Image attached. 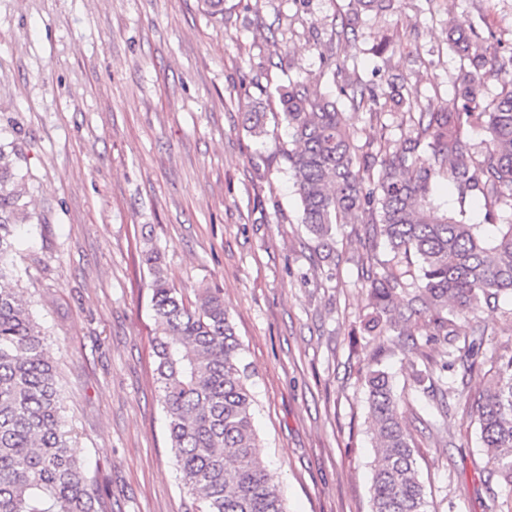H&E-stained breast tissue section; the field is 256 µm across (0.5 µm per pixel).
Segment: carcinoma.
<instances>
[{"label":"carcinoma","mask_w":512,"mask_h":512,"mask_svg":"<svg viewBox=\"0 0 512 512\" xmlns=\"http://www.w3.org/2000/svg\"><path fill=\"white\" fill-rule=\"evenodd\" d=\"M449 41L463 61L453 98L438 109L403 113L410 135L375 152L359 151L329 96L303 82L275 89L290 138L276 154L294 180L301 223L326 251L319 258H331L338 224L365 225L389 250L390 258L376 260L383 274L366 280L372 312L364 330L398 333L421 308L433 324L426 335L448 344L456 320L512 300V222L496 224L498 210L512 208V52L502 54L475 27L452 31ZM491 80L500 91L486 104ZM343 95L357 108L378 101L361 83ZM472 128L484 133L479 151ZM22 160L19 149L0 144V512H105L110 489L72 453L74 431L65 429L46 333L13 286L21 274L13 235L26 220ZM442 180L456 189L459 204L483 202L497 235L440 210L432 195ZM141 259L151 276L159 400L190 509L286 512L277 476L258 457L248 367L223 297L201 288L190 303L169 283L157 248L142 250ZM410 285L415 292L405 299ZM481 358L491 363L492 378L475 399L480 447L512 489V354L488 356L475 338L455 358L462 377ZM365 382L376 442L372 512H427L414 439L390 377L370 369Z\"/></svg>","instance_id":"1"}]
</instances>
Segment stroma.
<instances>
[{"instance_id": "35a3bbf8", "label": "stroma", "mask_w": 512, "mask_h": 512, "mask_svg": "<svg viewBox=\"0 0 512 512\" xmlns=\"http://www.w3.org/2000/svg\"><path fill=\"white\" fill-rule=\"evenodd\" d=\"M0 0V142L32 176L19 231L21 286L47 334L74 454L112 491V512H186L154 379L144 240L187 299L219 289L249 367L259 455L288 512H371L375 443L365 374L392 377L415 440L429 512H501L508 488L479 446L473 402L487 367L447 402L422 392L411 365L435 364L429 314L402 336L362 330L364 274L386 258L363 225L336 227L319 262L293 180L275 154L288 135L272 93L307 81L335 98L374 151L399 141L401 114L373 120L342 91L361 82L414 104H446L460 66L450 30L481 24L512 49V0ZM356 37L338 40L342 20ZM266 134L246 130L254 108ZM484 331V352L512 345V305L459 321L457 347Z\"/></svg>"}]
</instances>
